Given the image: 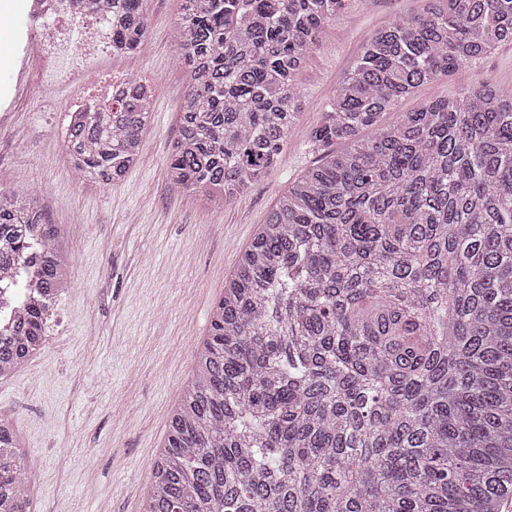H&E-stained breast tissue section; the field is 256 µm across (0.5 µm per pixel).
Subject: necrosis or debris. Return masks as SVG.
<instances>
[{
    "instance_id": "4bbe7bcc",
    "label": "necrosis or debris",
    "mask_w": 512,
    "mask_h": 512,
    "mask_svg": "<svg viewBox=\"0 0 512 512\" xmlns=\"http://www.w3.org/2000/svg\"><path fill=\"white\" fill-rule=\"evenodd\" d=\"M24 24L41 87L71 86L67 115L95 112L103 101L125 97L129 79L97 80L102 57L112 53V11L106 0H24Z\"/></svg>"
}]
</instances>
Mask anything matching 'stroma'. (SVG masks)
<instances>
[{
    "mask_svg": "<svg viewBox=\"0 0 512 512\" xmlns=\"http://www.w3.org/2000/svg\"><path fill=\"white\" fill-rule=\"evenodd\" d=\"M425 4L347 0L296 76L299 114L277 165L221 206L176 188L167 174L186 88L170 38L180 0H149L145 51L101 63L116 75L149 77L154 86L139 161L109 186L77 175L57 140L69 87L7 94L6 71L25 43L19 17L0 11V183L38 194L46 223L67 229L70 286L57 320L64 341L0 378V422L25 452L31 512H143L154 462L193 380L195 351L209 337L225 281L281 193L317 161L309 132L364 40ZM472 82L512 89V44L420 87L396 112Z\"/></svg>",
    "mask_w": 512,
    "mask_h": 512,
    "instance_id": "stroma-1",
    "label": "stroma"
}]
</instances>
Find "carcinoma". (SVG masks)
<instances>
[{"label":"carcinoma","instance_id":"carcinoma-1","mask_svg":"<svg viewBox=\"0 0 512 512\" xmlns=\"http://www.w3.org/2000/svg\"><path fill=\"white\" fill-rule=\"evenodd\" d=\"M346 0H181L186 65L172 183L233 198L276 166L295 75ZM377 29L310 131L224 285L197 376L154 464L152 512H504L512 503V91L468 84L388 126L423 85L512 43V0H429ZM112 55L142 49L147 0H112ZM152 92L71 121V168L120 180ZM340 144L336 151L331 146ZM41 199L0 190V377L40 350L68 286ZM0 425V512H27Z\"/></svg>","mask_w":512,"mask_h":512}]
</instances>
